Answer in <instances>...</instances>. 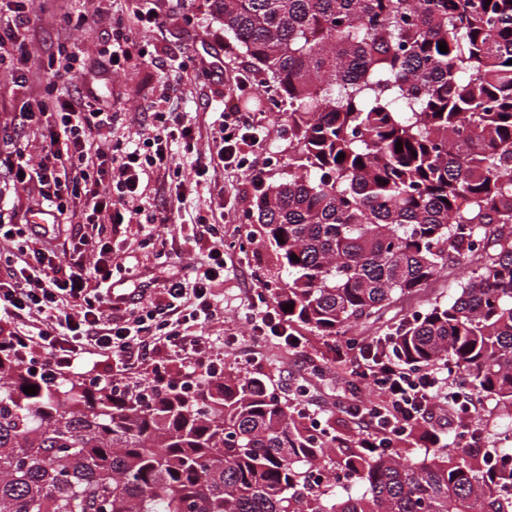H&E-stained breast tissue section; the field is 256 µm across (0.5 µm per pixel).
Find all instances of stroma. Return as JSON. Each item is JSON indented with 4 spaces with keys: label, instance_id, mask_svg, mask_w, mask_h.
Instances as JSON below:
<instances>
[{
    "label": "stroma",
    "instance_id": "1",
    "mask_svg": "<svg viewBox=\"0 0 512 512\" xmlns=\"http://www.w3.org/2000/svg\"><path fill=\"white\" fill-rule=\"evenodd\" d=\"M137 0H112L108 9H100L98 0H45L30 22L35 36L32 52L36 61L25 86H15L0 74V139L11 142L14 128L13 112L29 95L42 91L47 74L39 66L58 45L91 53L102 41L112 19L129 15ZM162 21L154 28L133 29L134 39L148 51L145 58L127 65L118 73L74 74L70 89H91L103 105L112 107L115 116L112 129L117 138L137 144L155 133L153 112L162 82H170L173 91L164 105L169 112L195 114L199 127L198 148L207 152L212 144V121L222 108L224 77L207 76L198 71L197 63L206 56L226 59L234 65L251 66L252 60L224 35V27L211 11L208 0H191L188 11L173 9L170 0H162ZM63 12L98 13L97 25L84 29L54 27L52 17ZM269 95L260 85L247 88L241 98L242 109L262 108L272 131L267 151L276 152L278 162L261 164L264 180H272L288 169V117L267 111ZM254 173L248 168L211 165L208 179L179 206L175 220L169 224H154L146 229L137 224L119 226L112 235L113 256L117 262L132 266V273L113 276V289L118 294L132 293L141 282L184 274L190 265L206 261L212 239H204L199 250L172 256L159 264L152 249L142 246L146 233L155 238L192 239L200 232L195 218L209 215L210 203L217 194L235 199L234 206L217 217L219 239L224 243V276L213 288L220 306L216 320L203 330L224 340V366L244 376H267L280 398L293 394L298 386L309 389V397L319 404L321 426L334 428L343 437L355 436L357 428L344 410L351 390L350 354L344 338L331 339L301 330L302 345L289 349L272 339L254 343L249 319V299L257 293L271 295L273 278L277 274L276 259L271 247L260 237L258 224L249 220L255 214L253 200ZM38 198L37 184L15 193L0 195V219L8 224L36 222L40 214L34 205ZM464 280V267L449 264L417 292L398 297L382 310L380 316L359 322L354 335L368 339L383 335L400 322L413 320L435 304L450 301ZM259 348L256 364L243 361L244 353Z\"/></svg>",
    "mask_w": 512,
    "mask_h": 512
}]
</instances>
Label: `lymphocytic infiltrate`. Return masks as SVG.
Instances as JSON below:
<instances>
[{
    "label": "lymphocytic infiltrate",
    "instance_id": "obj_1",
    "mask_svg": "<svg viewBox=\"0 0 512 512\" xmlns=\"http://www.w3.org/2000/svg\"><path fill=\"white\" fill-rule=\"evenodd\" d=\"M0 8L6 12L0 18V72L18 79L32 59L23 34L31 9L24 0H0ZM145 55L121 18L94 59L58 46L47 60L43 92L20 112L21 122L39 134V145L13 143L0 150V173L9 174L10 185L37 182L53 226L68 220L77 229L76 238L57 244L55 260L20 228L0 223V265L6 268L0 275V352L25 368L46 369L51 378L71 372L89 355L113 359L121 372L143 369L165 377L177 362L183 384L216 379L224 369L223 347L199 331L217 314L211 285L224 273L223 250L210 249L207 262L193 265L187 276L167 279L148 299L131 304L112 292L110 248L102 238L108 223L168 222L166 209L153 208L143 194L147 169L175 174L179 201L203 181L208 162L197 161L194 179L185 180L171 150L179 143L185 152L195 151L194 123L181 113L157 110L156 135L130 147L113 141L112 113L95 106L92 92L58 87L74 71H118ZM249 78L246 67L237 68L212 137L218 160L237 167L243 164L242 147L260 152L270 134L264 112L242 111L237 102ZM250 320L254 335L275 336L294 348L301 343L280 307L253 308ZM390 343L387 336L362 341L351 360V375L381 395L377 402L355 396L345 407L358 426L359 447L372 456H394L396 443L439 412L455 426L456 447L478 446V396L463 388L447 364L408 363L389 353Z\"/></svg>",
    "mask_w": 512,
    "mask_h": 512
}]
</instances>
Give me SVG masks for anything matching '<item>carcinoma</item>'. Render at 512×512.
I'll use <instances>...</instances> for the list:
<instances>
[{
	"label": "carcinoma",
	"mask_w": 512,
	"mask_h": 512,
	"mask_svg": "<svg viewBox=\"0 0 512 512\" xmlns=\"http://www.w3.org/2000/svg\"><path fill=\"white\" fill-rule=\"evenodd\" d=\"M213 2L288 104V174L256 195L288 324L345 336L491 240L394 349L511 415L512 0ZM466 455L368 456L231 371L119 390L0 359V512H512V471L491 483ZM337 472L367 490L319 483Z\"/></svg>",
	"instance_id": "carcinoma-1"
}]
</instances>
